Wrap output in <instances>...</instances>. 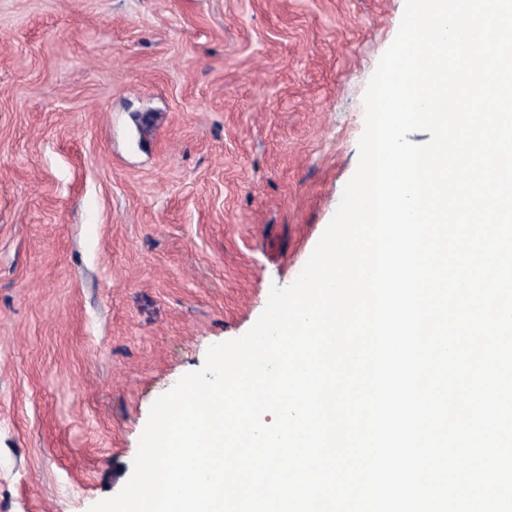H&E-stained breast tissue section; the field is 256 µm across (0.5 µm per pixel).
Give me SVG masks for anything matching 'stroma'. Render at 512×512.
<instances>
[{
    "label": "stroma",
    "mask_w": 512,
    "mask_h": 512,
    "mask_svg": "<svg viewBox=\"0 0 512 512\" xmlns=\"http://www.w3.org/2000/svg\"><path fill=\"white\" fill-rule=\"evenodd\" d=\"M406 0H0V512H87L298 276Z\"/></svg>",
    "instance_id": "35a3bbf8"
}]
</instances>
